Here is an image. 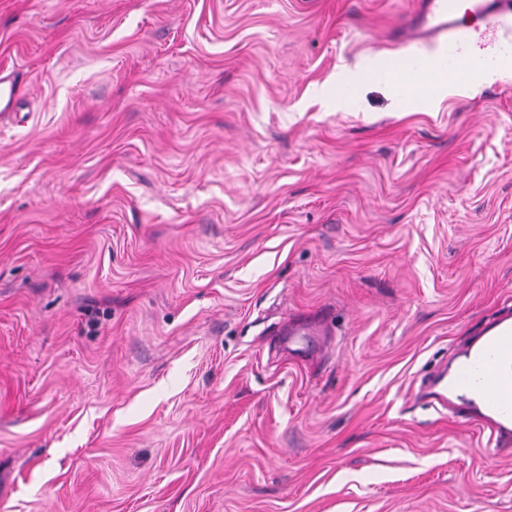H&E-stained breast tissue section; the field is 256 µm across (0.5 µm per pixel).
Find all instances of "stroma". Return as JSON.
<instances>
[{
	"instance_id": "1",
	"label": "stroma",
	"mask_w": 512,
	"mask_h": 512,
	"mask_svg": "<svg viewBox=\"0 0 512 512\" xmlns=\"http://www.w3.org/2000/svg\"><path fill=\"white\" fill-rule=\"evenodd\" d=\"M413 0H0V512H512L419 391L512 312V70ZM498 73L497 70L468 63L466 68L460 70L457 79L448 76V70L438 71L432 76L415 74L412 78L405 79L382 71L376 66V63H371L350 78L336 79V101L341 103L352 101L357 86L367 79L385 83L393 95L402 102L414 97L437 101L448 93L451 86L466 87L479 80L493 81ZM21 89L14 74L0 75V112L13 110L20 98Z\"/></svg>"
}]
</instances>
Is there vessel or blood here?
Here are the masks:
<instances>
[{"mask_svg": "<svg viewBox=\"0 0 512 512\" xmlns=\"http://www.w3.org/2000/svg\"><path fill=\"white\" fill-rule=\"evenodd\" d=\"M457 0H417L409 21L395 33L401 43L441 41L448 53L441 64H459L464 38L498 32L512 14V0H469L460 20ZM21 89L15 75H0V112L13 110ZM440 404L471 400L473 420L489 425L497 442L512 438V314L495 320L490 331L448 369L424 386Z\"/></svg>", "mask_w": 512, "mask_h": 512, "instance_id": "vessel-or-blood-1", "label": "vessel or blood"}]
</instances>
